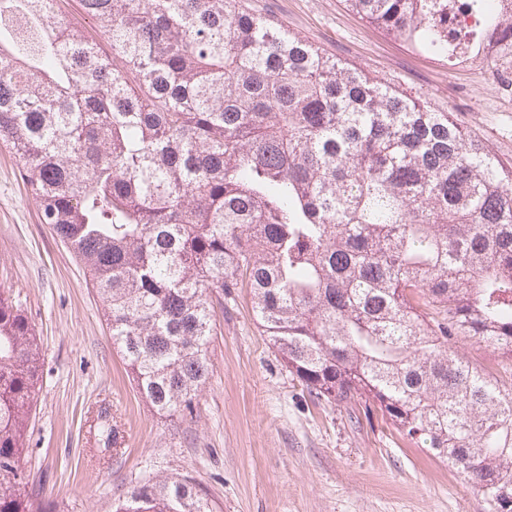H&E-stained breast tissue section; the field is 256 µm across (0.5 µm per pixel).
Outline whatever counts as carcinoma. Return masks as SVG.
<instances>
[{"mask_svg": "<svg viewBox=\"0 0 512 512\" xmlns=\"http://www.w3.org/2000/svg\"><path fill=\"white\" fill-rule=\"evenodd\" d=\"M415 49L462 42L512 69V0H346ZM111 52L56 0H0V144L85 262L139 394L194 411L213 298L257 325L314 400L389 423L512 512V168L451 113L349 69L243 0H81ZM43 358L0 293V512H56L26 476ZM99 444L115 449L111 412ZM115 512H216L176 475ZM453 348L470 363L491 370L499 377H509L510 372H512V364H510L509 360L493 353L484 344L478 343L475 339H458Z\"/></svg>", "mask_w": 512, "mask_h": 512, "instance_id": "cac0c4a2", "label": "carcinoma"}]
</instances>
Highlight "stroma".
<instances>
[{
  "label": "stroma",
  "mask_w": 512,
  "mask_h": 512,
  "mask_svg": "<svg viewBox=\"0 0 512 512\" xmlns=\"http://www.w3.org/2000/svg\"><path fill=\"white\" fill-rule=\"evenodd\" d=\"M350 69L452 113L512 166V86L486 59L468 68L419 53L345 0H246ZM0 291L42 345L26 468L58 512H112L136 484L191 473L218 512H487L481 493L426 449L353 411L313 401L236 289L214 300L212 375L194 413L162 415L140 397L81 260L41 223L14 154L0 148ZM111 406L121 434L91 424ZM111 412L103 408L97 415V436L99 444L104 448L116 449L120 443V431L116 423H112Z\"/></svg>",
  "instance_id": "obj_1"
}]
</instances>
